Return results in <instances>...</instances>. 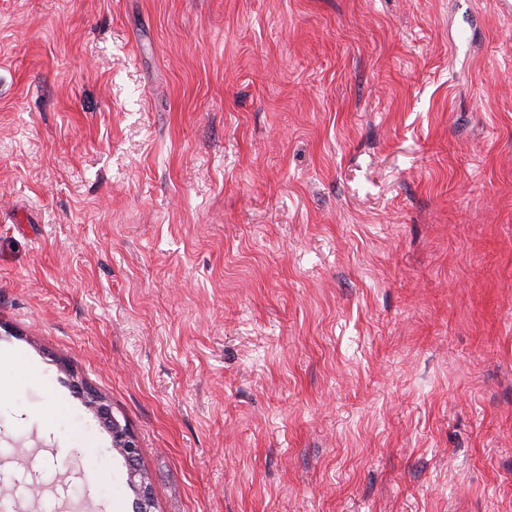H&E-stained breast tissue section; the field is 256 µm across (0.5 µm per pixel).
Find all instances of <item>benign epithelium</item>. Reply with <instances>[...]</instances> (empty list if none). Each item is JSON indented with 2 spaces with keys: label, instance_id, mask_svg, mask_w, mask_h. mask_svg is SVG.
<instances>
[{
  "label": "benign epithelium",
  "instance_id": "7a95c632",
  "mask_svg": "<svg viewBox=\"0 0 512 512\" xmlns=\"http://www.w3.org/2000/svg\"><path fill=\"white\" fill-rule=\"evenodd\" d=\"M74 389L84 398L87 406L94 412L98 421L108 430L115 448L129 466V485L137 496L141 512H152V488L148 478L137 468L140 446L127 426L121 424L113 415L110 406L90 386L83 382H74Z\"/></svg>",
  "mask_w": 512,
  "mask_h": 512
}]
</instances>
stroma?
Returning a JSON list of instances; mask_svg holds the SVG:
<instances>
[{
  "label": "stroma",
  "instance_id": "1",
  "mask_svg": "<svg viewBox=\"0 0 512 512\" xmlns=\"http://www.w3.org/2000/svg\"><path fill=\"white\" fill-rule=\"evenodd\" d=\"M497 2L0 0V512H512ZM73 387L84 398L87 406L94 412L98 421L108 430L115 448L129 466V485L136 493V501L141 512H152V488L148 478L137 468L140 446L135 436L126 425H122L113 415L110 406L90 386L83 382L73 381Z\"/></svg>",
  "mask_w": 512,
  "mask_h": 512
}]
</instances>
